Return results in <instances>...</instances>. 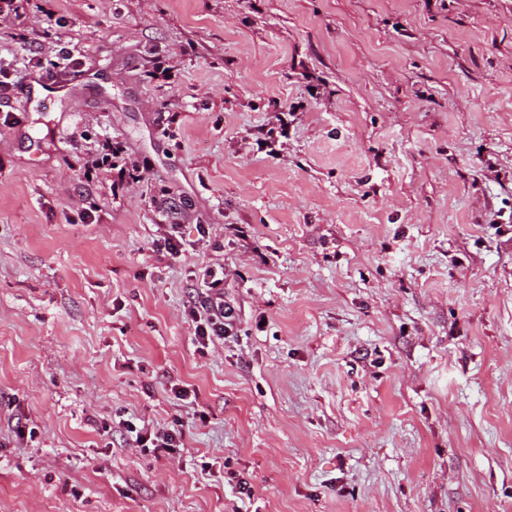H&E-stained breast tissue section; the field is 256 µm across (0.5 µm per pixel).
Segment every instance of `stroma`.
Wrapping results in <instances>:
<instances>
[{
    "mask_svg": "<svg viewBox=\"0 0 512 512\" xmlns=\"http://www.w3.org/2000/svg\"><path fill=\"white\" fill-rule=\"evenodd\" d=\"M26 10L0 22V512H512V0ZM31 77L71 90L28 105ZM113 137L146 173L83 185ZM219 266L239 322L203 348ZM179 213L177 209L167 212V217L170 218V224H168V236L164 238V249L173 260L180 259L186 252L184 243L180 239V236L177 235V233H179L177 229L180 226L178 221L179 217L177 216ZM127 432L130 433L131 442L133 447L145 448V444L148 440L152 444L153 448H161L164 450H170L171 448H178L179 444H182V431L179 428L173 427L169 429H163L162 431H153L149 433V439L147 437V430L143 427H137L135 424L129 422L125 424Z\"/></svg>",
    "mask_w": 512,
    "mask_h": 512,
    "instance_id": "stroma-1",
    "label": "stroma"
}]
</instances>
